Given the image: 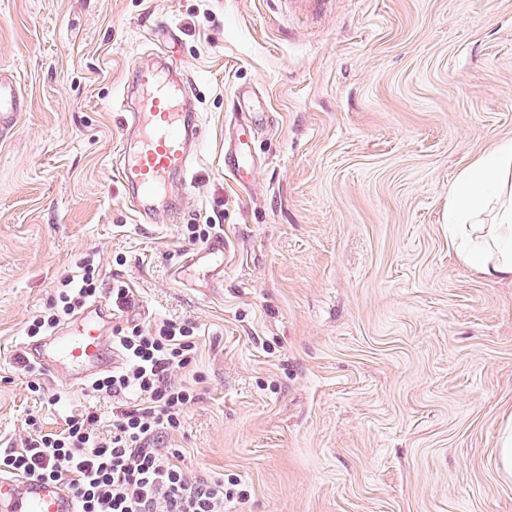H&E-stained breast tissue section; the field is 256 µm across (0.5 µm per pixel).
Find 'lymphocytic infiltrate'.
<instances>
[{"mask_svg":"<svg viewBox=\"0 0 512 512\" xmlns=\"http://www.w3.org/2000/svg\"><path fill=\"white\" fill-rule=\"evenodd\" d=\"M80 270L60 281L48 308L30 316L28 338L52 335L103 297L118 313L135 306L131 288L104 287L96 261L83 260ZM199 337L195 324L169 319L115 325L112 349L121 363L88 385L111 399L108 414L81 409L51 430L29 416L17 447L0 453V472L64 484L79 512H224L223 476L190 483L181 451L157 445L200 398L197 387L171 380L193 365Z\"/></svg>","mask_w":512,"mask_h":512,"instance_id":"obj_1","label":"lymphocytic infiltrate"}]
</instances>
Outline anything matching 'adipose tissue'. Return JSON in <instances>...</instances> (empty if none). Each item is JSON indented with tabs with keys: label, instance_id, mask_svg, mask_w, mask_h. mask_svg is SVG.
<instances>
[{
	"label": "adipose tissue",
	"instance_id": "obj_1",
	"mask_svg": "<svg viewBox=\"0 0 512 512\" xmlns=\"http://www.w3.org/2000/svg\"><path fill=\"white\" fill-rule=\"evenodd\" d=\"M448 227L465 268L512 282V140L461 172L448 193Z\"/></svg>",
	"mask_w": 512,
	"mask_h": 512
}]
</instances>
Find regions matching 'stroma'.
<instances>
[{"label":"stroma","mask_w":512,"mask_h":512,"mask_svg":"<svg viewBox=\"0 0 512 512\" xmlns=\"http://www.w3.org/2000/svg\"><path fill=\"white\" fill-rule=\"evenodd\" d=\"M201 146L178 224H138L114 169L127 77L166 30ZM0 71L27 101L0 140V450L60 424L15 357L29 316L97 255L138 323L197 324L205 392L164 444L224 512H512V283L448 245V189L512 140V0H0ZM270 121L250 187L224 171L234 93ZM220 225L224 285L176 279ZM107 408V401H100Z\"/></svg>","instance_id":"35a3bbf8"}]
</instances>
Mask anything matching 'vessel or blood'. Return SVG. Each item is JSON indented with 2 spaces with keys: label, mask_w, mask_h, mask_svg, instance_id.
<instances>
[{
  "label": "vessel or blood",
  "mask_w": 512,
  "mask_h": 512,
  "mask_svg": "<svg viewBox=\"0 0 512 512\" xmlns=\"http://www.w3.org/2000/svg\"><path fill=\"white\" fill-rule=\"evenodd\" d=\"M238 117L224 143V168L246 186L255 169L254 140L268 112L256 95L239 90ZM25 99L12 80L0 73V136L14 129ZM123 141L118 173L140 223L175 224L181 215V196L200 138L199 115L191 85L177 76L162 56L136 68L120 106ZM229 244L216 233L192 251L177 269L179 277L199 270L208 281L224 278ZM112 307L99 302L63 325L40 348L24 347L29 362L50 375L68 372V383L82 386L93 368L113 367L112 341L103 328ZM77 502L61 484L39 478L0 475V512H77Z\"/></svg>",
  "instance_id": "vessel-or-blood-1"
}]
</instances>
